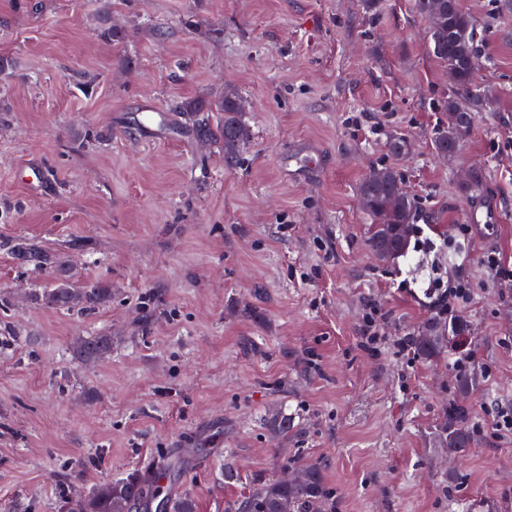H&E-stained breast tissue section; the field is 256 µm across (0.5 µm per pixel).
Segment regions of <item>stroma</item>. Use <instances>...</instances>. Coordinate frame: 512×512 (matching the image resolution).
Instances as JSON below:
<instances>
[{
  "label": "stroma",
  "mask_w": 512,
  "mask_h": 512,
  "mask_svg": "<svg viewBox=\"0 0 512 512\" xmlns=\"http://www.w3.org/2000/svg\"><path fill=\"white\" fill-rule=\"evenodd\" d=\"M459 4L494 100L440 160L450 86L415 0H0V512H61L165 459L175 494L232 512L289 458L321 464L334 512H512V435L488 427L512 408V7ZM230 89L250 129L231 166L222 136L175 132L178 102ZM381 166L422 208L390 263L359 203ZM484 200L502 221L478 231ZM17 238L110 300L46 305L56 271L20 264ZM462 283L469 302L439 312ZM441 313L467 344L422 355L411 340ZM90 336L109 352L72 360ZM461 366L480 376L474 440L451 457L438 434ZM500 211L495 204L481 203L467 211L466 221L477 226L490 227L500 222Z\"/></svg>",
  "instance_id": "35a3bbf8"
}]
</instances>
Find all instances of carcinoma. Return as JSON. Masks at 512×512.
Returning a JSON list of instances; mask_svg holds the SVG:
<instances>
[{"mask_svg": "<svg viewBox=\"0 0 512 512\" xmlns=\"http://www.w3.org/2000/svg\"><path fill=\"white\" fill-rule=\"evenodd\" d=\"M416 9L429 22V48L432 55L448 69V77L455 88L448 97V121L434 130L435 151L449 155L455 153L463 137L476 121L478 112L490 103V90L475 80L480 67V55L475 43L470 17L459 6V0H415ZM239 95L227 91L224 98L212 104L203 101H186L176 106V111L193 118V133L200 139L213 136L208 119L201 112L213 110L224 113V158L229 163L237 160L239 149L250 137L248 127L240 119L237 108ZM389 153L395 158L409 155L410 144L406 138L393 136L387 142ZM401 175L393 167H381L370 172L360 183L359 198L364 209L374 218L368 243L370 250L382 262H390L408 255L413 224L419 219V202L415 195L395 193ZM11 252L23 264L47 266L56 263V257L39 243L17 240ZM64 276L56 287L41 294V300L57 308L79 307L91 312L111 298L109 289L102 286H85L81 289L70 283V267H62ZM441 318L432 319L413 343L421 352L433 355L450 342V337L464 333L458 320L448 321V335L438 334ZM108 347L102 337L80 341L77 354L82 360L102 355ZM478 376L465 370L456 376V391L467 396L478 385ZM471 429L467 410L455 403L448 404V418L441 426L439 442L448 452L459 454L469 447ZM285 467L294 470L297 479L288 482L268 479L247 496L234 504L235 512H328L330 493L324 484L322 467L318 464H301L289 459ZM170 467L133 470L122 477L101 485L84 498H67L63 501L65 512H134L146 509L150 501L162 503L164 512H197L193 497L183 494L174 497L162 484V479L172 473Z\"/></svg>", "mask_w": 512, "mask_h": 512, "instance_id": "obj_1", "label": "carcinoma"}]
</instances>
